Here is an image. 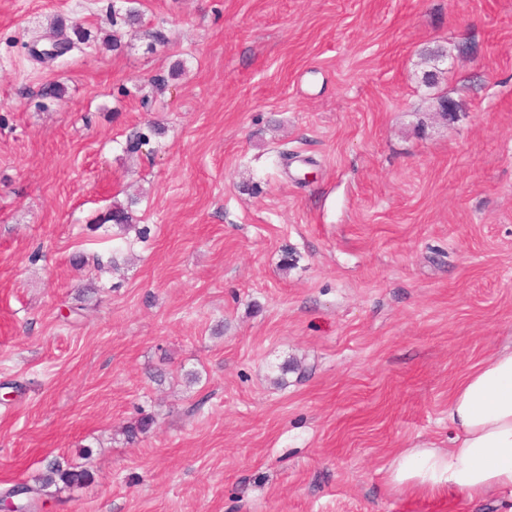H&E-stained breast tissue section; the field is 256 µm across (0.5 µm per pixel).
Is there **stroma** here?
<instances>
[{
  "label": "stroma",
  "mask_w": 512,
  "mask_h": 512,
  "mask_svg": "<svg viewBox=\"0 0 512 512\" xmlns=\"http://www.w3.org/2000/svg\"><path fill=\"white\" fill-rule=\"evenodd\" d=\"M505 349L512 0H0V493L65 459L35 512H512L388 478ZM90 474L87 469L79 466L65 464L57 459L51 461L46 471L34 480V485L29 486L36 493L48 496L52 494L50 489L58 487L61 483L65 487H73L81 485L89 478Z\"/></svg>",
  "instance_id": "obj_1"
}]
</instances>
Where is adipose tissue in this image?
Listing matches in <instances>:
<instances>
[{"mask_svg":"<svg viewBox=\"0 0 512 512\" xmlns=\"http://www.w3.org/2000/svg\"><path fill=\"white\" fill-rule=\"evenodd\" d=\"M452 447L419 445L389 465L392 483L456 497H484L512 489V351L469 372L448 400Z\"/></svg>","mask_w":512,"mask_h":512,"instance_id":"obj_1","label":"adipose tissue"}]
</instances>
